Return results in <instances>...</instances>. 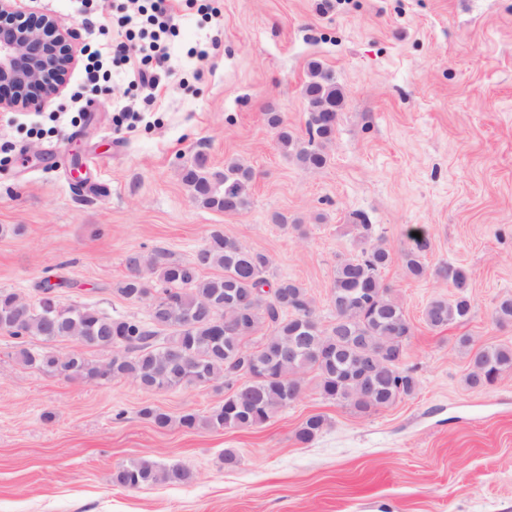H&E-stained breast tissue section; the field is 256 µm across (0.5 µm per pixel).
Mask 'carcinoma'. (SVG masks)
I'll list each match as a JSON object with an SVG mask.
<instances>
[{
    "mask_svg": "<svg viewBox=\"0 0 512 512\" xmlns=\"http://www.w3.org/2000/svg\"><path fill=\"white\" fill-rule=\"evenodd\" d=\"M309 74L304 88L308 139L295 137L276 112L268 113L267 121L283 151L302 167L319 169L327 163L324 147L336 133L344 94L319 63L310 64ZM180 176L194 200L207 209L240 214L251 205L254 173L241 163L215 170L199 154L182 167ZM355 222L361 251L336 265L328 293L335 316L327 325L316 317L307 289L288 279L271 283L265 254L216 229L200 247L204 253L200 267L190 259L173 260L163 249L150 256L138 251L127 255V274L115 291L126 299L143 300L140 274H145L155 285L152 298L162 300L148 308L146 321L112 318L81 305L65 306L54 292L55 285L47 282L26 314L14 305L15 294L0 291V330L16 339L36 336L42 341L40 347L19 349L17 358L23 365L51 372L60 369L66 377L88 384L112 378L130 379L148 391L179 389L190 383L181 360L193 358L210 381L224 384L228 394L224 404L205 416L195 411L181 414L178 424L185 430L260 427L290 405L287 389L302 385L308 373L315 375L322 398L371 414L415 394L419 382L403 363L395 362L403 355L413 326L382 277L394 256L373 239L372 225L364 218L358 216ZM411 240L399 259L409 275L420 279L428 271L425 257L431 243L425 237ZM208 269L215 274L205 275ZM437 275L450 281L456 293L451 300L437 297L428 303L424 316L432 329L464 321L472 310L469 271L448 266ZM493 319L500 325L512 323V296L499 302ZM262 330L267 331L263 340L247 346ZM163 332L167 336L162 338ZM62 336L81 339L87 349L110 350L112 358L102 362L57 351L53 343ZM368 358L385 364V370L364 373ZM470 365V386H492L512 372V347L487 345L471 355ZM365 387L372 389L367 399L362 398ZM141 415L159 429L173 422L167 412L152 406L143 407ZM325 426L323 416L311 415L296 431L295 440L308 444ZM191 479L190 470L182 465L160 468L147 458L118 467L112 477L114 484L129 489L182 485Z\"/></svg>",
    "mask_w": 512,
    "mask_h": 512,
    "instance_id": "obj_1",
    "label": "carcinoma"
}]
</instances>
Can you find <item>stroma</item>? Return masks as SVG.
<instances>
[{"label":"stroma","instance_id":"obj_1","mask_svg":"<svg viewBox=\"0 0 512 512\" xmlns=\"http://www.w3.org/2000/svg\"><path fill=\"white\" fill-rule=\"evenodd\" d=\"M17 7L54 16L79 50L106 43L119 18L113 0ZM171 43L173 77L154 106L122 68L94 87L78 62L41 108L0 112V290L33 301L50 281L65 304L144 320L146 302L115 291L126 254L188 259L220 229L269 257L270 281L307 288L327 323L336 265L359 252V213L396 256L383 279L413 325L404 365L419 389L364 415L310 379L262 426L160 430L143 407L205 414L223 390L71 380L19 363L20 346L39 339L0 330V512H512V372L470 387L456 346L460 336L475 350L512 346V325L492 319L512 295V0H181ZM314 61L345 105L327 165L308 170L266 115L306 139ZM200 152L215 169L254 170L246 212L193 200L179 172ZM412 228L431 241L420 279L397 259ZM445 266L469 270L472 312L434 330L427 304L454 293L437 274ZM312 414L327 427L298 444ZM228 448L242 458L233 470ZM137 458L183 465L192 480L115 485Z\"/></svg>","mask_w":512,"mask_h":512}]
</instances>
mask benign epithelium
I'll return each instance as SVG.
<instances>
[{"instance_id":"obj_1","label":"benign epithelium","mask_w":512,"mask_h":512,"mask_svg":"<svg viewBox=\"0 0 512 512\" xmlns=\"http://www.w3.org/2000/svg\"><path fill=\"white\" fill-rule=\"evenodd\" d=\"M0 0V112L38 107L65 85L76 33L48 15H25Z\"/></svg>"}]
</instances>
